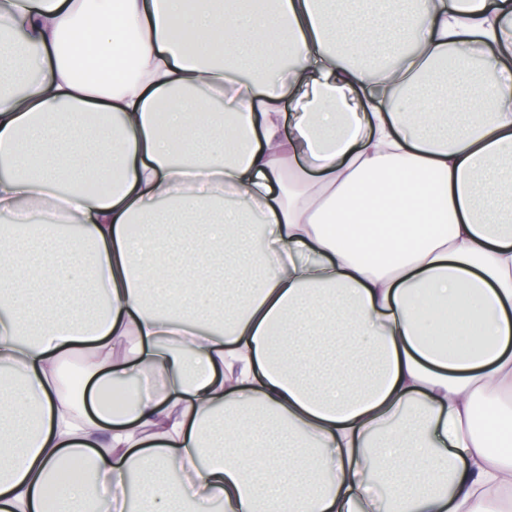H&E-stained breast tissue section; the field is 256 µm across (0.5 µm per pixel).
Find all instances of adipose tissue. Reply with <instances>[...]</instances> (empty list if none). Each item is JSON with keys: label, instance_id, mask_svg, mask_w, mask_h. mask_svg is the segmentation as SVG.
<instances>
[{"label": "adipose tissue", "instance_id": "obj_1", "mask_svg": "<svg viewBox=\"0 0 512 512\" xmlns=\"http://www.w3.org/2000/svg\"><path fill=\"white\" fill-rule=\"evenodd\" d=\"M0 165V512H505L512 0H0Z\"/></svg>", "mask_w": 512, "mask_h": 512}]
</instances>
